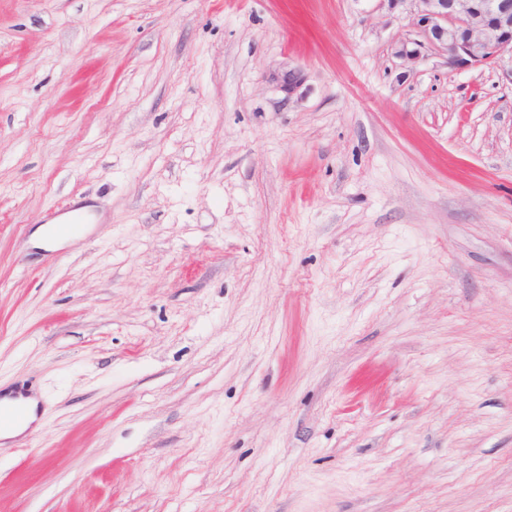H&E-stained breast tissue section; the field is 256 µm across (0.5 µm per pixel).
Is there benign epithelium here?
<instances>
[{
	"instance_id": "obj_1",
	"label": "benign epithelium",
	"mask_w": 512,
	"mask_h": 512,
	"mask_svg": "<svg viewBox=\"0 0 512 512\" xmlns=\"http://www.w3.org/2000/svg\"><path fill=\"white\" fill-rule=\"evenodd\" d=\"M409 3L417 37L395 45L401 59L416 62L424 51L446 57L448 70L491 66L512 82V0H387Z\"/></svg>"
}]
</instances>
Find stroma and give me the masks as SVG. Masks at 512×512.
Instances as JSON below:
<instances>
[{"label": "stroma", "instance_id": "obj_1", "mask_svg": "<svg viewBox=\"0 0 512 512\" xmlns=\"http://www.w3.org/2000/svg\"><path fill=\"white\" fill-rule=\"evenodd\" d=\"M410 31L0 0V512H512V82ZM2 403L6 405L11 403L23 404L27 411V418L22 424L3 429L4 427L11 426L22 420L24 416V408L21 404H14L10 406H2L0 404V437L9 438L16 436L25 431L36 420L35 410L37 401L34 398L18 397L17 399H13L10 397H4Z\"/></svg>", "mask_w": 512, "mask_h": 512}]
</instances>
